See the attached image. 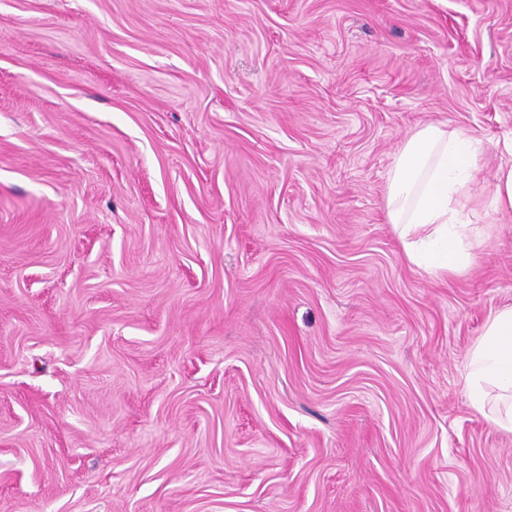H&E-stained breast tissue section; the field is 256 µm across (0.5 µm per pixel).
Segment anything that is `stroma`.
<instances>
[{
  "label": "stroma",
  "instance_id": "1",
  "mask_svg": "<svg viewBox=\"0 0 512 512\" xmlns=\"http://www.w3.org/2000/svg\"><path fill=\"white\" fill-rule=\"evenodd\" d=\"M483 149L470 267L395 153ZM512 0H0V512H512ZM481 142L468 132L427 125L394 155L386 214L410 263L434 273H461L471 263L475 228L465 213ZM491 193V205L496 212L512 213V166L499 170ZM463 383L476 411L512 431V307L487 322L468 355Z\"/></svg>",
  "mask_w": 512,
  "mask_h": 512
}]
</instances>
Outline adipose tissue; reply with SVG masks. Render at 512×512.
Here are the masks:
<instances>
[{
	"mask_svg": "<svg viewBox=\"0 0 512 512\" xmlns=\"http://www.w3.org/2000/svg\"><path fill=\"white\" fill-rule=\"evenodd\" d=\"M481 143L463 130L422 127L396 152L386 187V214L410 263L460 273L472 259L475 230L465 213ZM471 406L512 431V307L487 322L463 374Z\"/></svg>",
	"mask_w": 512,
	"mask_h": 512,
	"instance_id": "ef3b65f1",
	"label": "adipose tissue"
}]
</instances>
